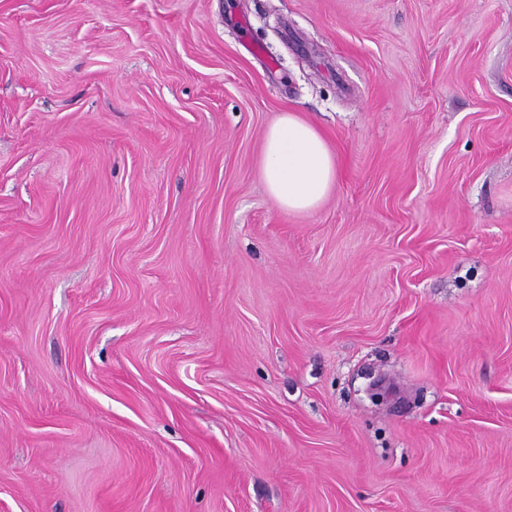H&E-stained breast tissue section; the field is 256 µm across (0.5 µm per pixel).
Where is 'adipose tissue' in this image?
Returning <instances> with one entry per match:
<instances>
[{"label":"adipose tissue","mask_w":512,"mask_h":512,"mask_svg":"<svg viewBox=\"0 0 512 512\" xmlns=\"http://www.w3.org/2000/svg\"><path fill=\"white\" fill-rule=\"evenodd\" d=\"M262 179L288 212L318 208L336 185L338 166L324 134L294 112H285L263 135Z\"/></svg>","instance_id":"ef3b65f1"}]
</instances>
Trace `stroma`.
<instances>
[{"instance_id": "obj_1", "label": "stroma", "mask_w": 512, "mask_h": 512, "mask_svg": "<svg viewBox=\"0 0 512 512\" xmlns=\"http://www.w3.org/2000/svg\"><path fill=\"white\" fill-rule=\"evenodd\" d=\"M0 512H512V0H0ZM262 179L288 212L318 208L336 185L338 166L324 134L295 112H284L263 135Z\"/></svg>"}]
</instances>
